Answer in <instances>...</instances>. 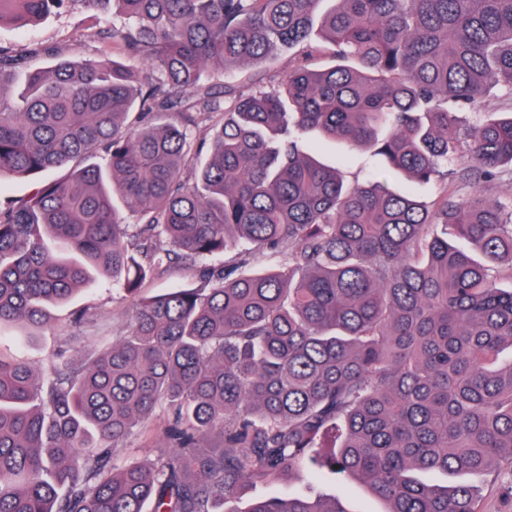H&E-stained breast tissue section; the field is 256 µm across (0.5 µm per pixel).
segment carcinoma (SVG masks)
I'll return each mask as SVG.
<instances>
[{
  "instance_id": "carcinoma-1",
  "label": "carcinoma",
  "mask_w": 512,
  "mask_h": 512,
  "mask_svg": "<svg viewBox=\"0 0 512 512\" xmlns=\"http://www.w3.org/2000/svg\"><path fill=\"white\" fill-rule=\"evenodd\" d=\"M324 2L0 0L19 27L79 4L98 42L0 46V181L63 172L0 205V323L44 324L100 273L130 298L93 358L0 354V512H349L262 492L299 468L387 512H479L420 475L512 470V199L484 192L512 173V111L467 118L512 99V0ZM320 46L336 64L311 67ZM295 49L273 91L207 81ZM312 134L382 173L346 180ZM160 413L163 443L119 462ZM194 272L191 268L184 265H177L172 267L164 274L148 280L142 290L145 296H153L171 288L179 287H193L195 285Z\"/></svg>"
}]
</instances>
